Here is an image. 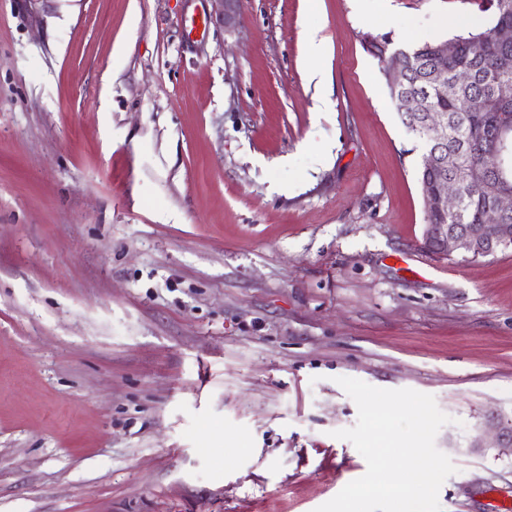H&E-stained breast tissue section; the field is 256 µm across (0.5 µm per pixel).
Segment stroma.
Returning a JSON list of instances; mask_svg holds the SVG:
<instances>
[{"mask_svg":"<svg viewBox=\"0 0 512 512\" xmlns=\"http://www.w3.org/2000/svg\"><path fill=\"white\" fill-rule=\"evenodd\" d=\"M210 10L0 0V512H315L367 469L340 376L434 396L442 512H505L512 457L470 439L512 419V248L423 249L363 47L487 0ZM214 2L215 13L222 22L224 29L232 32L238 25L240 0H211Z\"/></svg>","mask_w":512,"mask_h":512,"instance_id":"35a3bbf8","label":"stroma"}]
</instances>
